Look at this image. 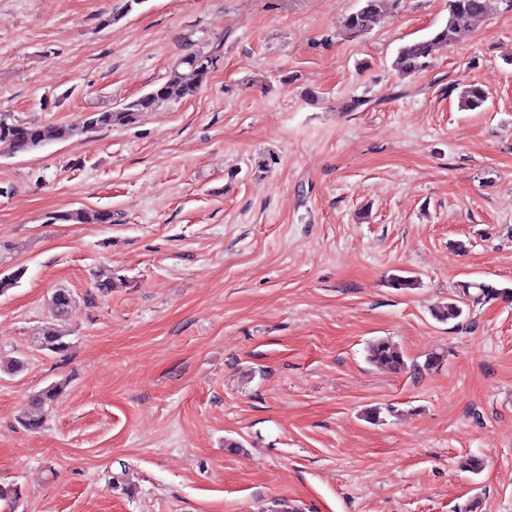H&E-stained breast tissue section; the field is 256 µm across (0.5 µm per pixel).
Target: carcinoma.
Here are the masks:
<instances>
[{"instance_id":"obj_1","label":"carcinoma","mask_w":512,"mask_h":512,"mask_svg":"<svg viewBox=\"0 0 512 512\" xmlns=\"http://www.w3.org/2000/svg\"><path fill=\"white\" fill-rule=\"evenodd\" d=\"M397 0H363V5L342 19L343 30L352 37L367 33L382 16L391 13ZM487 11V0H448V19L430 37L401 46L394 67L403 76H417L425 72L441 45H453L463 40L475 21ZM216 59L215 50L198 47L183 55L170 69L164 81L141 96L117 107L100 110L84 117L81 129L85 131L126 126L142 112H154L175 99L195 95L206 83ZM461 105L468 109L483 106L488 93L472 84L460 96ZM74 125H58L21 120L9 112H0V145L14 153L30 152L50 143L71 138ZM51 223L110 224L112 211L76 209L50 217ZM512 301V288H501L490 281H471L459 285L458 298L448 301L433 311L441 323L458 320L463 307L493 300ZM54 314L60 318L69 315L73 304L70 293L59 290L52 298ZM39 348L55 355H63L70 348L65 334L47 328L39 338ZM368 361L381 369L400 372L405 369L402 352L384 339L373 342L368 349ZM64 384H56L31 398L34 413L26 416L22 426L29 431L42 428L44 419L39 412L52 405L61 395Z\"/></svg>"}]
</instances>
